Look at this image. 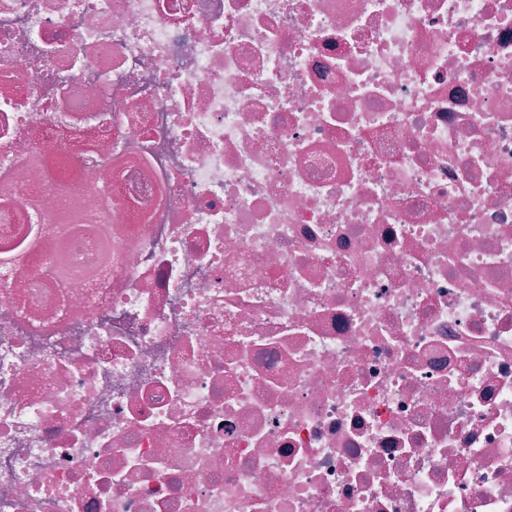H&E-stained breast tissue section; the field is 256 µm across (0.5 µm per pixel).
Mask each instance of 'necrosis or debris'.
Wrapping results in <instances>:
<instances>
[{"instance_id":"obj_1","label":"necrosis or debris","mask_w":512,"mask_h":512,"mask_svg":"<svg viewBox=\"0 0 512 512\" xmlns=\"http://www.w3.org/2000/svg\"><path fill=\"white\" fill-rule=\"evenodd\" d=\"M0 512H512V0H0Z\"/></svg>"}]
</instances>
